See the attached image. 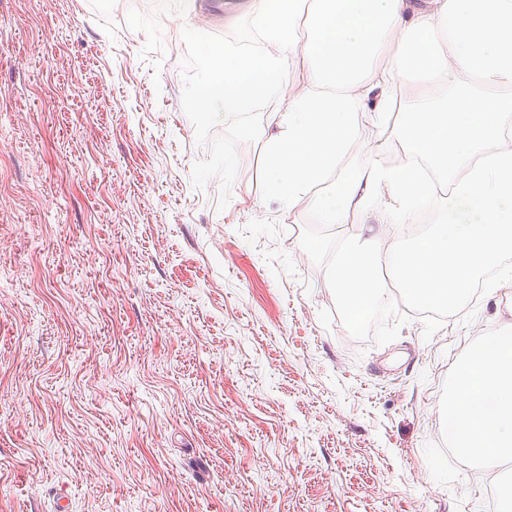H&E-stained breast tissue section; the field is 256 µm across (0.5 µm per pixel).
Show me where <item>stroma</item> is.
Masks as SVG:
<instances>
[{
  "mask_svg": "<svg viewBox=\"0 0 512 512\" xmlns=\"http://www.w3.org/2000/svg\"><path fill=\"white\" fill-rule=\"evenodd\" d=\"M251 0H0V512H492L436 483L445 380L512 290L353 338L282 209L272 103L204 110ZM451 96L400 89L393 123ZM331 234L402 237L390 214Z\"/></svg>",
  "mask_w": 512,
  "mask_h": 512,
  "instance_id": "1",
  "label": "stroma"
}]
</instances>
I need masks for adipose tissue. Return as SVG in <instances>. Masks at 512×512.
Here are the masks:
<instances>
[{
    "label": "adipose tissue",
    "mask_w": 512,
    "mask_h": 512,
    "mask_svg": "<svg viewBox=\"0 0 512 512\" xmlns=\"http://www.w3.org/2000/svg\"><path fill=\"white\" fill-rule=\"evenodd\" d=\"M259 51L238 55L234 75H247V99L274 100L277 133L266 143L280 205L292 209L325 176L336 171L345 147L365 123L391 128L409 153L434 155L438 128L432 113L409 112L391 126L395 89L407 79H438L459 88L453 155L481 140L489 122L512 127V100L469 93L473 80L512 89V0H252ZM392 63H378L383 52ZM308 61L304 83L288 75ZM373 147L339 173L336 193L321 212L342 223L350 210L373 211L393 197L410 218L429 185L409 195V169L387 171Z\"/></svg>",
    "instance_id": "1"
}]
</instances>
